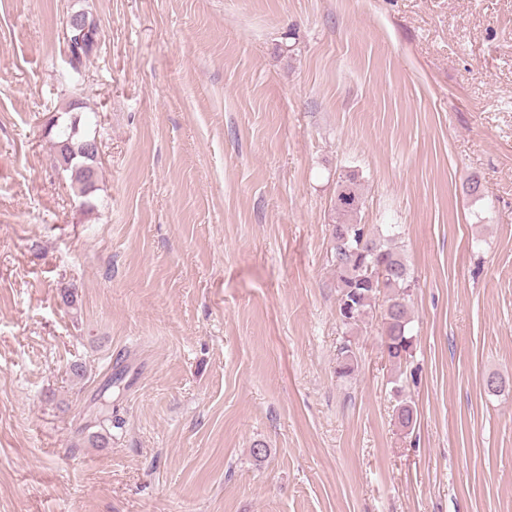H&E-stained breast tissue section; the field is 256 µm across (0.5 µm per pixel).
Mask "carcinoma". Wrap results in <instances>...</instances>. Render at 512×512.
Instances as JSON below:
<instances>
[{
  "instance_id": "obj_1",
  "label": "carcinoma",
  "mask_w": 512,
  "mask_h": 512,
  "mask_svg": "<svg viewBox=\"0 0 512 512\" xmlns=\"http://www.w3.org/2000/svg\"><path fill=\"white\" fill-rule=\"evenodd\" d=\"M79 23L68 25L69 52L78 61L94 48L98 29L84 15L76 16ZM80 119L73 118L57 136L55 149L61 164L71 172L82 196H89L96 181H89L75 171L82 161V154L90 138L78 131ZM337 185L343 188L342 197L333 201L335 215L331 225L333 265L336 269L337 305L349 306V314L341 324L350 334L362 330L365 318L376 305H381V341L388 360L400 368L412 357L415 338L411 334V314L408 303L409 290L414 283V273L405 256L385 238L378 229L359 224L356 216L364 201L360 183L355 175L346 173ZM358 360L351 342L341 348L338 374L350 375ZM400 427L411 429L416 423V410L411 402L403 399L395 410Z\"/></svg>"
}]
</instances>
